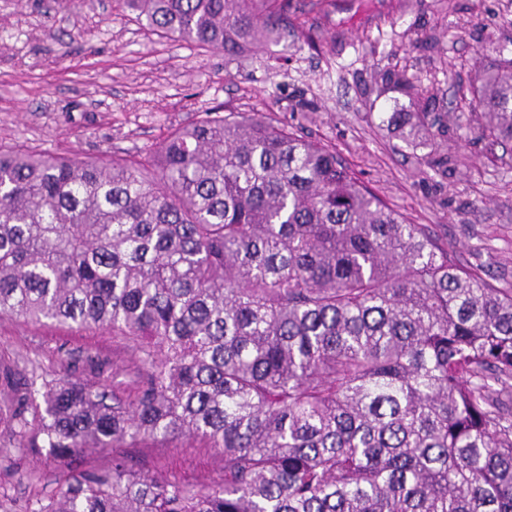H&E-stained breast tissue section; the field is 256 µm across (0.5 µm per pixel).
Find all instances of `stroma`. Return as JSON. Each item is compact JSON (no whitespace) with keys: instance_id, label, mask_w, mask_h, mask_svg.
<instances>
[{"instance_id":"35a3bbf8","label":"stroma","mask_w":512,"mask_h":512,"mask_svg":"<svg viewBox=\"0 0 512 512\" xmlns=\"http://www.w3.org/2000/svg\"><path fill=\"white\" fill-rule=\"evenodd\" d=\"M290 36L237 55L159 37L113 0H0V146L84 157L153 150L214 109L264 111L300 125L411 222L433 229L466 267L512 288V156L481 134L466 105L495 48L512 55V0H291ZM415 74L448 115L443 149L461 163L439 176L382 125L406 99L375 97L376 68ZM312 103L300 113L298 99ZM132 345L111 331L0 319V375L40 364L86 377L89 360L127 368ZM0 424V512L57 491L69 465L21 451ZM155 477L196 488L224 461L189 438L123 451Z\"/></svg>"}]
</instances>
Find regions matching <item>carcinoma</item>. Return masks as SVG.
I'll use <instances>...</instances> for the list:
<instances>
[{
	"instance_id": "obj_1",
	"label": "carcinoma",
	"mask_w": 512,
	"mask_h": 512,
	"mask_svg": "<svg viewBox=\"0 0 512 512\" xmlns=\"http://www.w3.org/2000/svg\"><path fill=\"white\" fill-rule=\"evenodd\" d=\"M162 36L228 55L288 40V0H115ZM412 151L448 133L418 80L377 71ZM470 108L512 146V57ZM0 317L134 342L135 395L33 370L22 447L198 439L193 488L74 469L30 512H512V288L460 265L327 146L266 112H207L140 158L0 146Z\"/></svg>"
}]
</instances>
